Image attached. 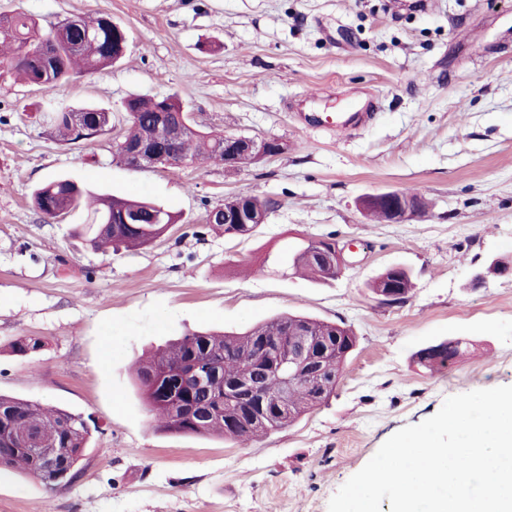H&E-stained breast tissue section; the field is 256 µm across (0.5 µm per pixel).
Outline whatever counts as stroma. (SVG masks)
<instances>
[{"label":"stroma","instance_id":"stroma-1","mask_svg":"<svg viewBox=\"0 0 512 512\" xmlns=\"http://www.w3.org/2000/svg\"><path fill=\"white\" fill-rule=\"evenodd\" d=\"M0 0L43 26L105 13L129 34L120 63L52 89L0 76V394L92 417L95 434L63 488L0 474V512H328L336 491L404 426L445 398L512 385V0ZM177 94L204 131L275 137L277 157L238 170H133L112 157L122 104ZM375 118L346 137L304 121L349 96ZM112 110L110 133L61 141L50 104ZM66 176L146 197L180 216L135 251L94 250L86 213L47 220L33 191ZM416 193L429 207L370 221L361 197ZM264 199L266 223L242 237L207 230L224 199ZM354 244L336 281L293 275L296 243ZM404 268L401 305L371 289ZM280 314L345 323L357 345L327 403L241 446L156 428L132 363L184 332H242ZM39 351L11 352L16 339ZM470 342L450 369L422 347ZM389 283L395 284L403 293L404 298L400 302H404L412 289V282L409 275L403 271H395L387 269L381 273L371 285L372 290L377 295L380 289H384ZM399 302V303H400Z\"/></svg>","mask_w":512,"mask_h":512}]
</instances>
